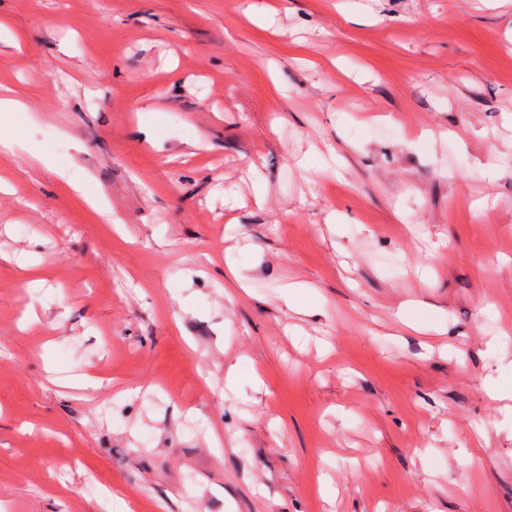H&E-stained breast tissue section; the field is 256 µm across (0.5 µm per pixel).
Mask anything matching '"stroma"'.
<instances>
[{
  "mask_svg": "<svg viewBox=\"0 0 512 512\" xmlns=\"http://www.w3.org/2000/svg\"><path fill=\"white\" fill-rule=\"evenodd\" d=\"M0 23V512H512V0Z\"/></svg>",
  "mask_w": 512,
  "mask_h": 512,
  "instance_id": "stroma-1",
  "label": "stroma"
}]
</instances>
